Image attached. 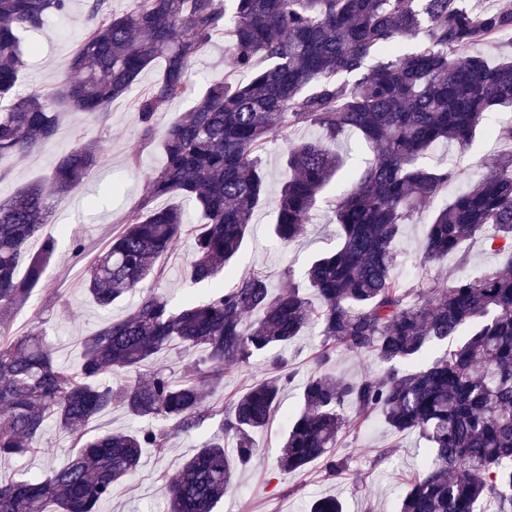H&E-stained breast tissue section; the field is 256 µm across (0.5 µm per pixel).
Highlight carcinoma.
Masks as SVG:
<instances>
[{"mask_svg":"<svg viewBox=\"0 0 512 512\" xmlns=\"http://www.w3.org/2000/svg\"><path fill=\"white\" fill-rule=\"evenodd\" d=\"M468 0H134L117 14L89 0L85 34L69 62L71 76L50 97L15 96L25 67V39L42 34L71 0H0V157L22 158L52 142L60 117L104 114L140 74L163 61L156 82L135 103L141 141H160L162 166L143 198L86 271L85 287L104 309L139 293L132 310L82 341L79 365L58 364L34 327L9 336L57 251L53 238L27 253L45 223L51 195H64L102 156L78 141L48 182L0 200V459L49 446L48 424L66 431L75 455L43 479L0 477V512H98L137 471L142 449L165 448L209 419L211 390L224 372L271 354L317 325L322 349L303 386L278 458L285 474L322 463L338 478L335 448L343 433L378 416L398 434H415L431 461L416 474L394 512H475L485 500L512 512V157L485 176L427 167L425 152L453 142L465 150L496 107H512V55L491 63L482 46L512 36V0L474 12ZM425 33L413 49L398 40ZM224 39L230 72L210 82L195 105L164 131L155 116L188 92L189 73L213 38ZM298 125L317 138L288 145L276 202V236L302 235L317 198L341 169L325 139L351 132L375 156L349 175L334 213L340 247L315 259L303 281L276 292L253 274L224 289L232 262L265 196L258 153ZM465 188L434 213L422 243L425 274L393 275L409 218L448 184ZM179 195L197 208H156ZM183 236L194 238L190 279L214 285L203 302L173 308L160 288V259ZM482 236L496 263L467 278L429 276L464 260V242ZM26 258L24 274L18 273ZM461 340L440 356L431 351ZM193 356L178 377L142 367L172 346ZM371 354L387 365L348 380L333 371L337 352ZM285 380L268 376L230 400L220 433L184 459L168 486V512H212L235 471L258 457L253 431L271 420ZM119 406L154 424L89 436L97 416Z\"/></svg>","mask_w":512,"mask_h":512,"instance_id":"obj_1","label":"carcinoma"}]
</instances>
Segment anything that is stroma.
Returning <instances> with one entry per match:
<instances>
[{"instance_id": "35a3bbf8", "label": "stroma", "mask_w": 512, "mask_h": 512, "mask_svg": "<svg viewBox=\"0 0 512 512\" xmlns=\"http://www.w3.org/2000/svg\"><path fill=\"white\" fill-rule=\"evenodd\" d=\"M86 11L87 0H72L68 16L51 18L45 34L28 38L26 66L18 85L20 94L37 92L49 96L54 93L82 42ZM228 69L224 41L213 39L192 69L188 96L172 102L157 116V128L166 127L187 112L207 83L223 77ZM160 70L157 63L145 70L125 97L112 102L103 118L91 123L65 120L55 140L46 147L19 162L8 158L0 161V198L5 199L24 185L48 176L77 140L96 141L102 152V161L95 173L66 196L52 198V209L45 224L28 245L29 252L33 253L40 249L44 238L52 237L58 242L57 252L45 271L49 289L35 292L30 301L12 315L10 323L15 335L34 326L41 328L53 345L57 360L68 366L79 364L84 336L97 330L108 317L126 315L135 302L130 295L115 303L111 312L101 311L81 283L85 269L114 231L120 229L126 212L144 193L149 174L163 163L159 146L142 147L141 124L135 109L136 99L154 83ZM317 134V129L302 126L292 130L289 138L269 142L260 153L259 159L267 174L266 202L257 211L238 257L237 274L263 273L271 287L278 290L287 287L289 276H300L311 259L336 248V220L330 203L346 188L344 175L337 176L323 190L315 218L304 235L286 246L272 231L276 222V196L286 173L288 142ZM510 151L511 144L496 140L483 130L477 133L466 152H459L453 145L434 149L430 163L439 169L457 163L476 178L488 173L498 157ZM135 155L140 158L136 165L131 162ZM447 200V195H440L404 225L394 269L397 278L408 281L421 275V246L429 218ZM74 236L84 243V251L78 256L70 248V239ZM193 247V238H182L164 259L167 276L163 288L176 304L189 298L205 297L211 291L210 286L190 280L188 259ZM320 345L319 332L312 328L283 350L291 378L272 424L252 435L260 456L252 465L237 469L233 488L216 505L215 512H309L312 502L325 496L339 497L345 512H392L408 479L424 467L426 458L416 437L398 435L377 418L341 436L336 454L344 459L347 471L339 478L325 479L317 462L300 472L279 473L277 460L281 439L289 416L298 406L301 387L314 369ZM267 368V356L258 355L251 359L248 367L225 373L220 387L210 397L211 402L218 407L225 406L230 397L261 378ZM219 425V419H209L193 434L173 438L165 450L144 449L142 464L135 476L114 490L111 499L101 504L100 512H164L166 483L173 478L183 457L201 447ZM50 436V447L37 449L20 460L1 461L0 476L18 472L34 478L50 475L73 452L68 435L54 428Z\"/></svg>"}]
</instances>
